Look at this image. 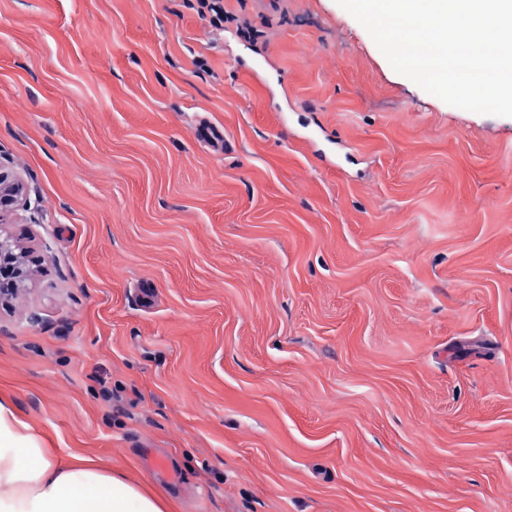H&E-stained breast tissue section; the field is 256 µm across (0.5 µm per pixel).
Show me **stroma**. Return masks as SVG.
I'll list each match as a JSON object with an SVG mask.
<instances>
[{"label": "stroma", "instance_id": "35a3bbf8", "mask_svg": "<svg viewBox=\"0 0 512 512\" xmlns=\"http://www.w3.org/2000/svg\"><path fill=\"white\" fill-rule=\"evenodd\" d=\"M224 6L0 0V401L171 512H512V117ZM15 243L0 236V300L15 290L18 282L29 276L22 252H16Z\"/></svg>", "mask_w": 512, "mask_h": 512}]
</instances>
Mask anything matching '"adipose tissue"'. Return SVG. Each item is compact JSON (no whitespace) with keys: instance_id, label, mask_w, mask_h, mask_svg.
<instances>
[{"instance_id":"1","label":"adipose tissue","mask_w":512,"mask_h":512,"mask_svg":"<svg viewBox=\"0 0 512 512\" xmlns=\"http://www.w3.org/2000/svg\"><path fill=\"white\" fill-rule=\"evenodd\" d=\"M161 493L84 456L60 457L0 402V512H168Z\"/></svg>"}]
</instances>
